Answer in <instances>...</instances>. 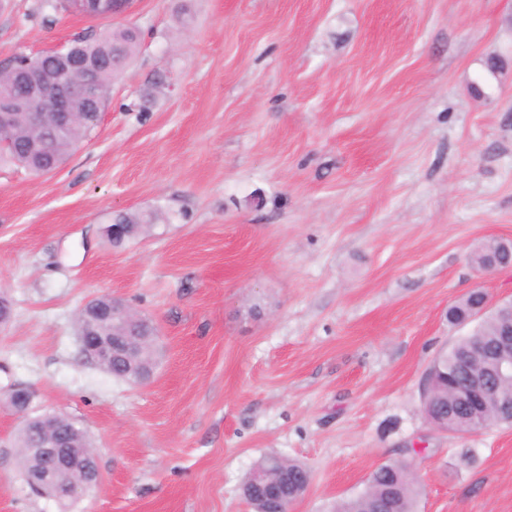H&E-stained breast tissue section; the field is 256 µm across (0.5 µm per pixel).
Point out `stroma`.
<instances>
[{"mask_svg": "<svg viewBox=\"0 0 512 512\" xmlns=\"http://www.w3.org/2000/svg\"><path fill=\"white\" fill-rule=\"evenodd\" d=\"M132 25L140 46L53 173L0 166V512H252L267 454L304 464L290 512H333L410 460L419 512H512V427L440 432L426 373L512 240V0H135L108 19L0 0V65ZM501 67L487 74V59ZM483 79V93L470 84ZM155 211L115 249L116 214ZM109 294L158 325L132 385L84 361ZM83 427L101 481L29 494L7 399Z\"/></svg>", "mask_w": 512, "mask_h": 512, "instance_id": "stroma-1", "label": "stroma"}]
</instances>
